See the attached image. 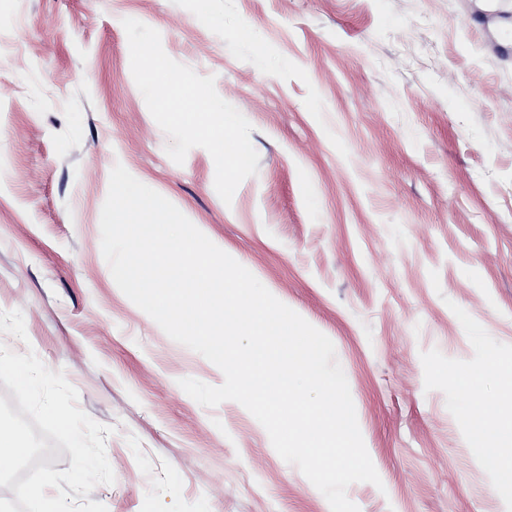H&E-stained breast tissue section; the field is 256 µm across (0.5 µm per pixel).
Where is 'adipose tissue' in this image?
Instances as JSON below:
<instances>
[{"label": "adipose tissue", "instance_id": "obj_1", "mask_svg": "<svg viewBox=\"0 0 512 512\" xmlns=\"http://www.w3.org/2000/svg\"><path fill=\"white\" fill-rule=\"evenodd\" d=\"M486 367L497 389L486 388L466 369L449 375L448 383L463 400L470 438L481 451L483 465L499 486L512 489V358L489 357Z\"/></svg>", "mask_w": 512, "mask_h": 512}]
</instances>
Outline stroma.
<instances>
[{"instance_id":"35a3bbf8","label":"stroma","mask_w":512,"mask_h":512,"mask_svg":"<svg viewBox=\"0 0 512 512\" xmlns=\"http://www.w3.org/2000/svg\"><path fill=\"white\" fill-rule=\"evenodd\" d=\"M216 78L252 124L232 203L183 164L130 68L122 21ZM512 0H0V310L79 406L113 427L107 512H331L224 375L113 282L100 216L114 165L172 202L334 344L382 480L360 512H512L450 371L512 357Z\"/></svg>"}]
</instances>
